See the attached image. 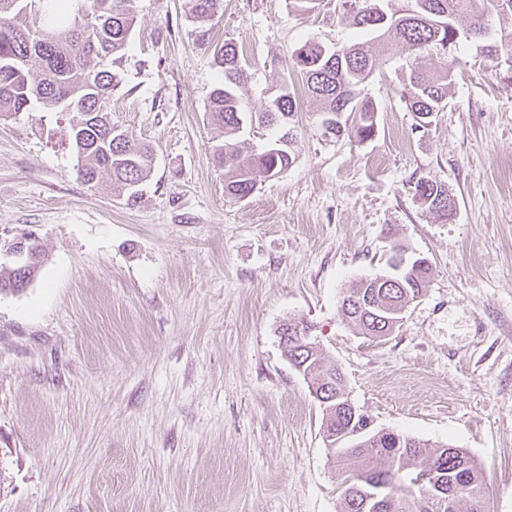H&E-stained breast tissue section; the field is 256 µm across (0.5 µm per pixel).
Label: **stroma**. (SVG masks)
<instances>
[{"mask_svg": "<svg viewBox=\"0 0 512 512\" xmlns=\"http://www.w3.org/2000/svg\"><path fill=\"white\" fill-rule=\"evenodd\" d=\"M112 123L153 150L137 202L76 173L68 117L31 102L0 120V243L43 263L0 298V512H339L341 477L311 384L280 332L307 328L378 429L464 449L487 512H512V66L452 49L446 108L418 131L392 47L364 91L370 140L324 137L292 69L305 40L351 41L342 0H224L212 31L247 62L261 110L296 98V159L224 196L206 117L219 71L184 0H135ZM421 177L456 203L441 224ZM432 267L388 336L359 334L344 289ZM414 186V197L419 205L433 214L441 223H447L455 210L454 197L448 186L429 178H419ZM20 238L29 240V246L32 247V254L29 258V265L26 267V270L23 273L24 277L21 278L22 282L20 281L17 284V288H24L25 283L27 282L26 278L28 277L29 284L37 275L41 267V263L43 262V253L38 240L33 237L32 234H23Z\"/></svg>", "mask_w": 512, "mask_h": 512, "instance_id": "obj_1", "label": "stroma"}]
</instances>
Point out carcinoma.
<instances>
[{"label":"carcinoma","mask_w":512,"mask_h":512,"mask_svg":"<svg viewBox=\"0 0 512 512\" xmlns=\"http://www.w3.org/2000/svg\"><path fill=\"white\" fill-rule=\"evenodd\" d=\"M47 2L50 22L36 26L20 21L28 0H0V116L21 112L34 99L48 112L70 113L69 140L78 176L88 184L106 177L133 201L137 187L151 170L152 151L129 132L112 127V91L120 80L114 70L101 63L117 61L128 48L136 23L134 0H78L73 10L68 6L70 0ZM368 2H343L345 18L367 39L334 47L308 39L293 53L294 67L317 104L325 132L331 136L345 134L364 142L375 135L378 107L363 95V88L393 45L433 50L436 57L446 58L463 34L485 39V56L512 64V32L498 38L479 34L494 22H512V0H407L399 14L390 11L384 20L373 15ZM222 6L223 0H185L184 8L196 23L198 42L211 43V26ZM462 15L470 19L469 28L463 32L457 27ZM213 58L221 74L211 94L207 118L222 129L224 141L213 147L212 161L224 171L225 196L244 199L261 179L287 170L294 162L295 98L284 86L257 112L248 106L245 63L236 45L228 41L215 44ZM34 64L38 65L35 75L31 74ZM450 78L447 64L433 73L419 67L410 72L403 96L415 116L414 129L427 128L444 110ZM346 112L353 114L349 124L342 121ZM263 126L279 130L278 136L242 159L247 136ZM414 197L445 224L454 213V197L442 182L418 179ZM23 238L32 247L24 272L31 281L41 267L43 253L33 235ZM430 271L428 265L414 269L413 287L407 293L401 288H375L360 280L343 293L342 315L365 336H387L394 328L389 322L391 314L422 295ZM17 281L18 268L0 264V296L14 290ZM282 335L288 337L285 350L290 362L302 368L311 387L322 391V429L338 432L348 427L350 419L343 408L348 395L341 372H336L335 381L324 382L327 361L303 347L296 325L283 328ZM332 451L333 463L344 474L340 512H365L360 491L372 482L382 484L383 493L392 497L387 512H440L435 508L434 484L421 477L426 471L436 472L444 479L448 494L466 505L458 512H486L481 471L461 448L432 446L401 435L397 444L383 439L366 446L343 442Z\"/></svg>","instance_id":"cac0c4a2"}]
</instances>
